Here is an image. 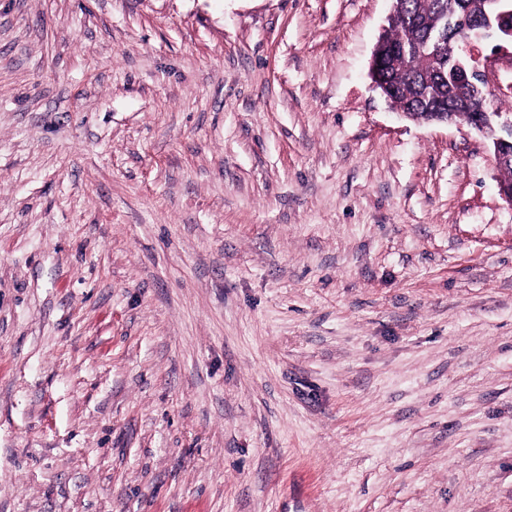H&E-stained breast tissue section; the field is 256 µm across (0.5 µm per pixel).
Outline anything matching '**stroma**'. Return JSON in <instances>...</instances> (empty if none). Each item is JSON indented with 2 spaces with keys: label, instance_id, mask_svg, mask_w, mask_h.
Returning <instances> with one entry per match:
<instances>
[{
  "label": "stroma",
  "instance_id": "35a3bbf8",
  "mask_svg": "<svg viewBox=\"0 0 512 512\" xmlns=\"http://www.w3.org/2000/svg\"><path fill=\"white\" fill-rule=\"evenodd\" d=\"M391 8L0 0V512H512V205Z\"/></svg>",
  "mask_w": 512,
  "mask_h": 512
}]
</instances>
